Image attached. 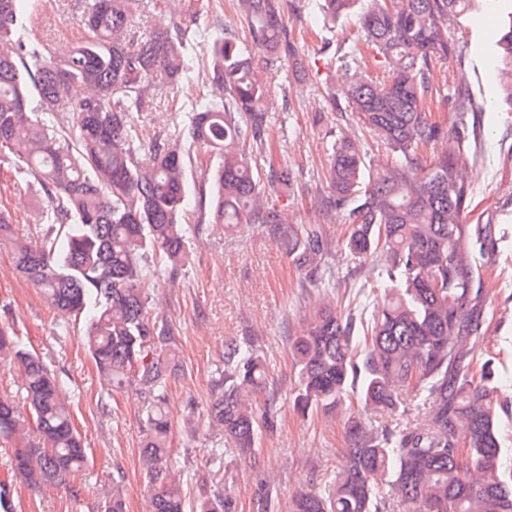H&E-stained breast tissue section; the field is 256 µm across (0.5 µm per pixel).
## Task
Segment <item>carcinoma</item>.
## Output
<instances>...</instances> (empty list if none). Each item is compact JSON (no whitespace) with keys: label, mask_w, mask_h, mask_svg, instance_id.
Returning <instances> with one entry per match:
<instances>
[{"label":"carcinoma","mask_w":512,"mask_h":512,"mask_svg":"<svg viewBox=\"0 0 512 512\" xmlns=\"http://www.w3.org/2000/svg\"><path fill=\"white\" fill-rule=\"evenodd\" d=\"M475 0H323L336 20L361 6V27L385 76L370 75L353 56L347 108L394 158L366 161L355 135L333 144L332 204L348 211L344 248L371 262L386 282L381 303L353 345L356 318L328 306L288 336L297 385L295 410L333 412L354 392L364 411L396 417L406 396L421 398L404 430L365 415L349 421L352 448L321 488L297 490L290 512H512V465L502 462L499 407L491 372L475 376L471 340L485 323L478 254L495 235L468 224L473 189L462 147L422 165L417 151L448 134L429 121L424 102L439 62L454 56L458 18ZM20 0H0V149L8 147L46 197L43 230L15 234L0 212V244L17 271L40 288L63 318L89 314L86 346L99 373L121 390L138 384L151 412L140 452L150 512H229L221 493L190 504L184 472L171 464V423L164 404L176 370L170 323L148 313L146 283L160 268L183 270L194 228L189 215L186 149L181 133L151 139L153 164L134 113L152 109L156 92L195 72L181 23L171 19L144 36L141 12L163 14L164 0H89L81 36L56 60L23 39ZM255 48L272 69L297 54L277 0H236ZM496 44L501 70L512 73V15ZM202 75L219 99L188 117V134L219 159L212 198L220 224L251 220L277 227V214L257 192L243 144L263 149L268 90L247 50L231 33L215 40ZM72 114L63 125L59 114ZM288 251L317 271L328 250L319 227L290 228ZM0 364L22 377L28 410L0 399V438L17 443L13 469L43 488L65 483L88 464L73 426L69 396L22 338L0 327ZM265 360L254 341L224 343V372L207 412L220 444L210 460L254 455L259 430L253 395L265 385ZM123 478H112L105 512H125Z\"/></svg>","instance_id":"carcinoma-1"}]
</instances>
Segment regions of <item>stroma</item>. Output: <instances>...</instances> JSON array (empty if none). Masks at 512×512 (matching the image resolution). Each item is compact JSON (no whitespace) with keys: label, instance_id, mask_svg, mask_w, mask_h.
<instances>
[{"label":"stroma","instance_id":"35a3bbf8","mask_svg":"<svg viewBox=\"0 0 512 512\" xmlns=\"http://www.w3.org/2000/svg\"><path fill=\"white\" fill-rule=\"evenodd\" d=\"M86 0H21L26 42L38 43L55 57L69 53L80 30ZM197 59L212 41L233 30L243 46L251 41L237 15L236 0H173ZM280 12L299 50L298 62L283 61L264 71L274 109L264 131L265 149L253 154L259 173L284 170L291 189L268 194L281 226H319L329 243L326 264L335 266L334 287L310 280L288 253L287 240L269 225L212 223L202 217L193 236L185 270L150 276L152 313L167 317L177 342L178 372L167 385L165 410L172 423V461L189 472L188 499L223 491L231 512H288L290 496L302 486H323L351 446L349 410L308 416L293 408L295 372L287 337L303 318L330 300L338 310L368 318L382 286L371 264L352 259L342 246L347 233L344 210L330 206L326 178L331 145L341 134L358 131L371 158L388 152L368 131L356 128L344 97L330 99L328 86H342L339 59L360 36L358 14L325 20L303 0H279ZM512 0H477L460 19L457 57L438 65L433 94L425 104L430 121L448 129L444 145L464 140L467 174L474 188L472 224H492L496 240L481 257L482 294L488 318L476 338L474 359H494L498 368L500 443L512 460V106L503 92L493 47ZM304 73H296V64ZM465 84L473 109L457 114L446 101L448 89ZM201 78L183 79L157 95L156 108L136 116L147 134L165 122L184 124L192 107L214 99ZM43 197L26 185L13 160L0 159V209L8 211L18 232L35 236ZM60 319L40 290L15 270L9 248L0 247V327H14L29 349L40 355L70 395L72 422L82 436L89 461L66 484L29 488L10 468L13 443L0 441V481L12 493L15 512H102L113 476L123 478L126 512H148L146 483L139 464L148 401L138 385L115 392L107 387L85 345L84 320L61 330ZM251 337L266 360V389L254 397L257 411L273 410V427L262 431L254 458H228L223 469L209 462L216 442L206 425V410L216 395L224 368V342ZM275 406H268V396ZM192 428H185V421ZM276 480L268 504H261L265 477Z\"/></svg>","mask_w":512,"mask_h":512}]
</instances>
